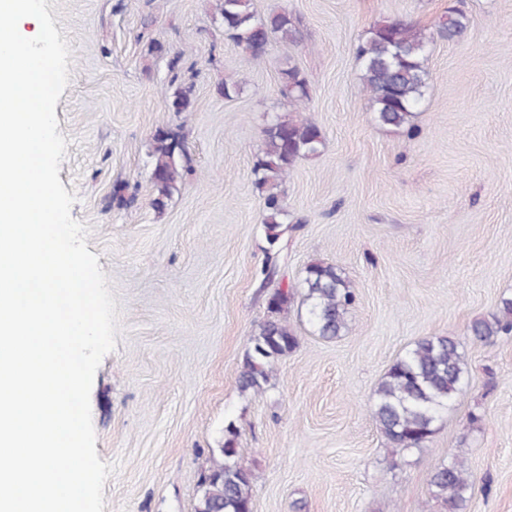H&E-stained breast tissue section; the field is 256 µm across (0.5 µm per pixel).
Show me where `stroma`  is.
Returning a JSON list of instances; mask_svg holds the SVG:
<instances>
[{"label":"stroma","instance_id":"1","mask_svg":"<svg viewBox=\"0 0 512 512\" xmlns=\"http://www.w3.org/2000/svg\"><path fill=\"white\" fill-rule=\"evenodd\" d=\"M255 5L288 11L303 38L249 67L215 0H47L71 50L55 108L67 142L59 179L119 316L90 392L96 451L115 467L103 512H195L230 423L253 512H444L429 477L456 454L474 481L464 512H512V338L483 345L469 333L512 296V0ZM452 7L468 28L451 42L439 20ZM394 18L431 40L410 134L376 123L354 55L374 23ZM288 63L308 81L324 146L288 177V259L269 276L253 160ZM234 73L246 86L227 100L216 86ZM173 79L192 89L189 115L166 108ZM160 126L182 135L191 168L158 213L148 148ZM314 260L356 288L348 333L316 336L293 300L297 347L265 393L241 392L269 297ZM435 335L459 340L468 382L424 449L397 464L371 416L374 390L406 347ZM473 410L484 419L472 430Z\"/></svg>","mask_w":512,"mask_h":512}]
</instances>
